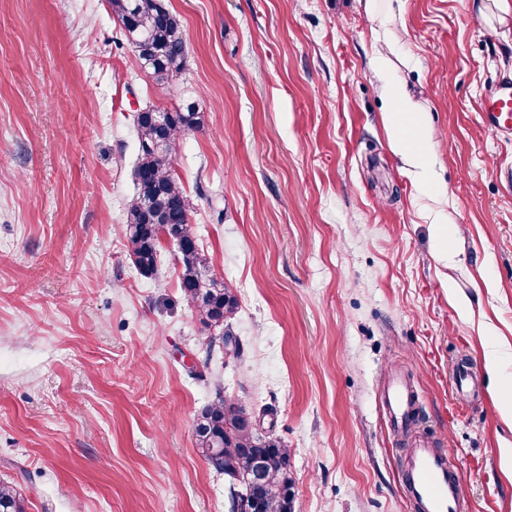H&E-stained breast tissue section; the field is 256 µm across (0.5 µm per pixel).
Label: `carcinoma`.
Listing matches in <instances>:
<instances>
[{
    "label": "carcinoma",
    "mask_w": 512,
    "mask_h": 512,
    "mask_svg": "<svg viewBox=\"0 0 512 512\" xmlns=\"http://www.w3.org/2000/svg\"><path fill=\"white\" fill-rule=\"evenodd\" d=\"M112 15L134 56L156 80L170 82L183 67L188 42L180 17L163 0H108ZM166 128L157 126L152 110L134 118L139 142L135 168L136 193L126 209L125 236L130 259L138 271L151 276L157 271L164 241L177 247L179 283L186 299L198 311L203 327L218 334L210 336L209 347L229 348L241 357L239 338L230 330L239 301L214 276L209 260L191 224L189 201L174 169V154L180 140L204 125V113L194 104L165 112ZM247 410L219 393L205 406L195 424L196 447L217 473L228 480L224 502L235 512L255 472V455L263 460V512H293L290 452L270 432L249 429L243 423ZM0 512H26L25 498L12 484L0 481Z\"/></svg>",
    "instance_id": "cac0c4a2"
}]
</instances>
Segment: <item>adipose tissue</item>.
<instances>
[{
    "label": "adipose tissue",
    "mask_w": 512,
    "mask_h": 512,
    "mask_svg": "<svg viewBox=\"0 0 512 512\" xmlns=\"http://www.w3.org/2000/svg\"><path fill=\"white\" fill-rule=\"evenodd\" d=\"M375 74L382 82L388 99L384 121L392 150L402 157L418 185L433 189V173L438 158L418 103L396 82L386 56L377 57Z\"/></svg>",
    "instance_id": "obj_1"
}]
</instances>
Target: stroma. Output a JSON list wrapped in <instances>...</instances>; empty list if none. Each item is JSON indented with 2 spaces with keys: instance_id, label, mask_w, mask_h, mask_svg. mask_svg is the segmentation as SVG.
Here are the masks:
<instances>
[{
  "instance_id": "stroma-1",
  "label": "stroma",
  "mask_w": 512,
  "mask_h": 512,
  "mask_svg": "<svg viewBox=\"0 0 512 512\" xmlns=\"http://www.w3.org/2000/svg\"><path fill=\"white\" fill-rule=\"evenodd\" d=\"M164 2L188 42L167 84L107 0H0V480L27 512H224L193 436L220 391L289 448L295 512H409L383 397L402 380L466 512H512V138L478 114L512 75V24L494 0ZM381 51L446 197L421 198L390 147ZM189 102L207 121L174 166L239 300L230 363L175 245L146 277L124 234L134 117Z\"/></svg>"
}]
</instances>
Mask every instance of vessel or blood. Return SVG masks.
<instances>
[{"label":"vessel or blood","mask_w":512,"mask_h":512,"mask_svg":"<svg viewBox=\"0 0 512 512\" xmlns=\"http://www.w3.org/2000/svg\"><path fill=\"white\" fill-rule=\"evenodd\" d=\"M480 116L486 127L512 133V81H503L481 100ZM384 399L389 414L401 429L414 424L412 394L401 384L390 385ZM403 481L412 512H463L466 492L459 473L450 470L444 457L427 444L408 448Z\"/></svg>","instance_id":"1"}]
</instances>
